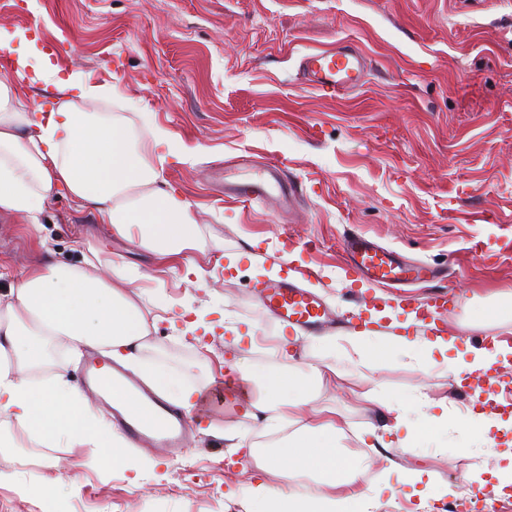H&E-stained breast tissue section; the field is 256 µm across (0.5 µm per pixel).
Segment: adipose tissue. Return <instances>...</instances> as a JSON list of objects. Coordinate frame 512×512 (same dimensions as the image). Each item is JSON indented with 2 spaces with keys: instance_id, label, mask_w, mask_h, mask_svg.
Instances as JSON below:
<instances>
[{
  "instance_id": "obj_1",
  "label": "adipose tissue",
  "mask_w": 512,
  "mask_h": 512,
  "mask_svg": "<svg viewBox=\"0 0 512 512\" xmlns=\"http://www.w3.org/2000/svg\"><path fill=\"white\" fill-rule=\"evenodd\" d=\"M12 71L0 80V214L34 221L53 197L66 196L97 215L111 234L138 237L161 272L172 269L185 251L199 248L191 203L163 187L151 160L152 150L174 147L169 130L154 128L146 141L111 113L82 110L80 101L111 97V89L92 84L80 72L58 76L36 46L16 54ZM37 82L54 87V103L24 111L22 87ZM75 248L79 263L38 262L8 292H0V414L37 444L88 447L73 467L107 470L111 461L102 446L116 442L117 435L92 411L87 392L63 379H34L27 370L52 345L77 356L95 348L111 360L138 365L149 334L144 305L164 314L173 306L161 288L137 289L140 273L114 262L109 251L80 240ZM371 318L388 320V332L352 329L316 338L315 344L352 363L381 341L421 363L446 355L455 343L454 336L443 333L409 336V322L395 321L388 306L372 311ZM289 345L288 337H280L273 352L282 372L267 381L268 395L255 403L267 414L268 432L284 433L285 439L260 465L267 480L248 485L246 498L272 504L284 493L270 485V478L289 482L316 475L318 493L303 496L297 512H375V497L358 485L362 462L337 444L346 434L345 422L335 411L309 407L313 388L343 377V370L322 360L297 374ZM494 365L512 366L507 337L495 338L492 348L477 349L471 360L449 363L448 369L458 377H476ZM144 380L188 413L202 393L181 373L159 366L146 368Z\"/></svg>"
}]
</instances>
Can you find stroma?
<instances>
[{"label":"stroma","instance_id":"stroma-1","mask_svg":"<svg viewBox=\"0 0 512 512\" xmlns=\"http://www.w3.org/2000/svg\"><path fill=\"white\" fill-rule=\"evenodd\" d=\"M0 24L37 38L61 74L79 71L118 89L82 102L83 110L115 113L144 135L158 125L205 148L190 161L166 158L162 177L192 202L210 244L189 254L207 286L169 274L163 287L168 301L222 327L200 344L157 322L143 364L180 371L193 386L223 378L220 363L236 335L282 331L254 297L259 270L277 265L311 270L309 288L336 311L396 306L403 286L378 302L349 269L340 240L354 234L436 270L418 290L449 291L441 327L456 336V352L500 335L497 316L468 312L467 304L512 292V259L497 257L512 239V0H0ZM346 42L369 59L361 89L330 96L301 80L302 55ZM243 155L278 165L299 186L298 205L285 211L225 196L224 169ZM38 220L36 231L22 217L0 215V292L42 259L79 262L77 239L141 273L154 269L136 239L108 235L66 198L52 199ZM287 237L296 247L289 255ZM231 254L234 271L226 268ZM359 372L347 388L316 390L313 406L335 409L359 433L382 424L380 400L401 404L413 426L425 413L418 394L446 399L447 426L417 444L433 482L449 486L451 507L461 502V482L477 495L493 491L494 471L512 465V433L494 431L489 442L460 449L457 424L470 406L442 363L420 366L379 343ZM258 397L249 380L222 421L192 413L201 433L180 455L126 447L129 466L159 463L138 486L120 467L74 469L48 496L23 495L19 484L53 473L56 460L78 449H42L25 469L0 461V512H246L239 491L263 473L230 464L212 440L233 427L244 447L258 448L265 421L245 415ZM368 472L359 485L381 488L378 512H430L426 485L401 484L375 460Z\"/></svg>","mask_w":512,"mask_h":512}]
</instances>
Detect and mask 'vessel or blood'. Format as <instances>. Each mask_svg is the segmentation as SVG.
Wrapping results in <instances>:
<instances>
[{"label": "vessel or blood", "mask_w": 512, "mask_h": 512, "mask_svg": "<svg viewBox=\"0 0 512 512\" xmlns=\"http://www.w3.org/2000/svg\"><path fill=\"white\" fill-rule=\"evenodd\" d=\"M299 70L310 87L336 95L363 86L365 58L353 47L343 45L304 54ZM230 189L237 198L251 202L272 200L288 209L294 206L297 197L296 186L284 181L279 167L273 164L231 183ZM341 246L353 257V272L374 283L413 284L428 277L427 264L404 261L397 251L368 238L347 236ZM257 298L273 319L302 332L320 329L328 318L324 301L287 276L264 283ZM406 301L418 307L421 325L426 329L448 311V295L444 292L425 301L410 294ZM94 366V358L85 360L83 380L97 383L106 393L123 401V409L113 410L112 422L126 441L157 444L173 452L181 449L189 425L177 409L154 395L142 400L135 392L136 381L124 372L102 376L95 372Z\"/></svg>", "instance_id": "obj_1"}]
</instances>
